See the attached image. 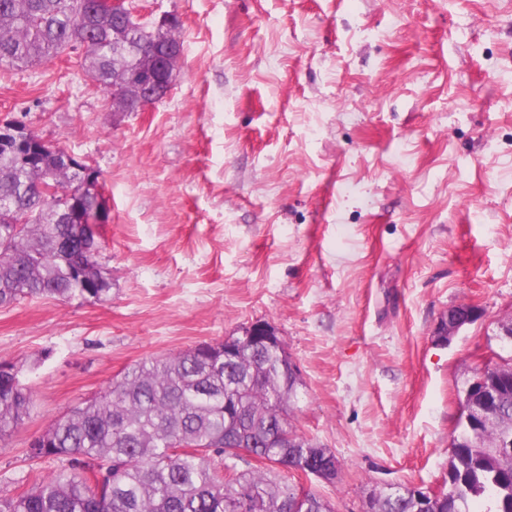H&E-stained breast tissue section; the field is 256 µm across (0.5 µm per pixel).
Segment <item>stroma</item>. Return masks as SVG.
Returning <instances> with one entry per match:
<instances>
[{
  "label": "stroma",
  "instance_id": "35a3bbf8",
  "mask_svg": "<svg viewBox=\"0 0 512 512\" xmlns=\"http://www.w3.org/2000/svg\"><path fill=\"white\" fill-rule=\"evenodd\" d=\"M176 14L175 88L116 116L82 49L0 65L15 118L99 175L106 300L0 307L33 403L0 495L60 465L30 442L126 367L262 321L301 383L291 423L331 448L335 512L448 480L463 387L512 357V0H137ZM480 312L445 346L448 308Z\"/></svg>",
  "mask_w": 512,
  "mask_h": 512
}]
</instances>
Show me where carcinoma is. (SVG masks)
Segmentation results:
<instances>
[{
    "mask_svg": "<svg viewBox=\"0 0 512 512\" xmlns=\"http://www.w3.org/2000/svg\"><path fill=\"white\" fill-rule=\"evenodd\" d=\"M95 0H0V65L48 63L81 46V66L112 89L132 82L157 53L183 46L181 24L155 36L94 13ZM136 43L133 56L112 43ZM46 147L42 167L0 144V306L53 297L100 301L112 283L85 264L99 238L57 218L54 206L80 187V172ZM138 362L103 392L82 401L29 444V460L63 465L26 490L0 495V512H334L331 502L288 478L325 470L335 453L290 426L299 377L284 343L236 337ZM32 403L15 365L0 361V442ZM497 420L459 413L448 460L452 494L433 512H473L489 496L512 512L510 455L495 450L512 435V382L498 391ZM412 490L373 494L369 512H413Z\"/></svg>",
    "mask_w": 512,
    "mask_h": 512,
    "instance_id": "1",
    "label": "carcinoma"
}]
</instances>
